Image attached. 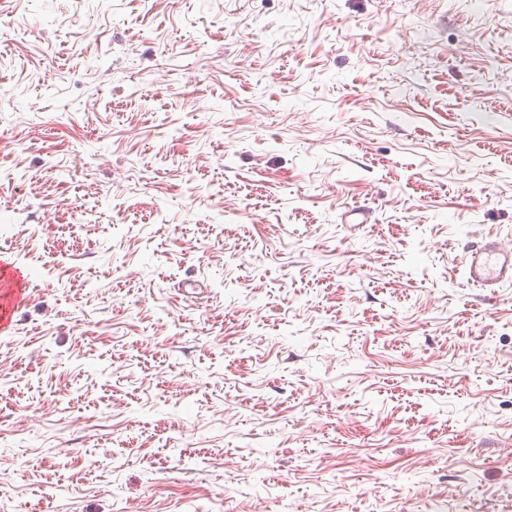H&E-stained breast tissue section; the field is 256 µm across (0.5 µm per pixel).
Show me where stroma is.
Returning a JSON list of instances; mask_svg holds the SVG:
<instances>
[{
    "label": "stroma",
    "mask_w": 512,
    "mask_h": 512,
    "mask_svg": "<svg viewBox=\"0 0 512 512\" xmlns=\"http://www.w3.org/2000/svg\"><path fill=\"white\" fill-rule=\"evenodd\" d=\"M512 0H0V512H512ZM467 282L477 288H500L512 284V249L486 242L469 250L462 262ZM1 309L0 332L8 330L13 311L25 301L27 283L25 270L13 260H0Z\"/></svg>",
    "instance_id": "obj_1"
}]
</instances>
